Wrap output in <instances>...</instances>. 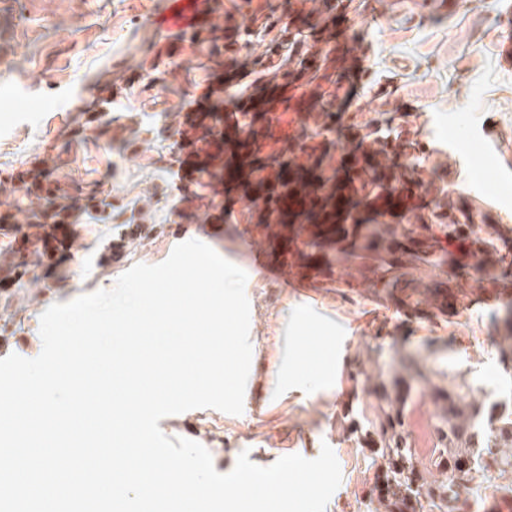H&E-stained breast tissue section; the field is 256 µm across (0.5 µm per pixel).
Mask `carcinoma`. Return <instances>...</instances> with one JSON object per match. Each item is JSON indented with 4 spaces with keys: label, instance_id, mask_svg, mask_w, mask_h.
<instances>
[{
    "label": "carcinoma",
    "instance_id": "obj_1",
    "mask_svg": "<svg viewBox=\"0 0 512 512\" xmlns=\"http://www.w3.org/2000/svg\"><path fill=\"white\" fill-rule=\"evenodd\" d=\"M269 40H261L262 51L252 56L259 80L288 78L301 71L311 56L322 63H336L331 51L319 41L305 38L284 42L289 27L262 18L259 25ZM272 117L267 102L260 101L253 112L242 113L234 121L233 131H209L186 135L206 144L210 151L208 167L199 174L200 184L212 187L219 182L227 164L234 165L238 186L250 202V218L261 225L268 242L283 232L290 234L293 262L308 267L321 256L325 267L341 268L357 261L366 279L375 287L388 288L401 276L448 274L456 281L457 293H464L462 282L496 281L501 252L512 248V238L498 224H483L474 234L469 224L453 217L442 224L443 216L434 215L437 223H428L414 213L415 224L399 219L386 220L391 213L388 194L393 174L378 160L383 150L374 151L377 166L362 162L347 173L348 183H339L336 168L326 164V153L316 139L325 137L329 128L314 119L305 124L293 142L272 148ZM249 137L254 151L239 148V139ZM288 167L296 177L285 182L280 171ZM280 195H312L317 198L313 209L285 211L277 203ZM464 247L469 260L461 263L451 246ZM497 317L504 335L496 342L499 363L512 376V304L501 307ZM427 380L421 368L409 376L373 381L371 394L377 400L378 423L372 432L363 433L371 448V467L375 468L371 502L375 512H462L461 495L483 497L486 474L509 475L505 489L512 492V388L492 401L475 398V382L463 377L448 386L431 385L437 406L436 443L428 464L420 466L405 423V408L413 383Z\"/></svg>",
    "mask_w": 512,
    "mask_h": 512
}]
</instances>
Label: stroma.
<instances>
[{"mask_svg":"<svg viewBox=\"0 0 512 512\" xmlns=\"http://www.w3.org/2000/svg\"><path fill=\"white\" fill-rule=\"evenodd\" d=\"M10 2L0 12V29L11 31L0 47V214L21 225L28 210L45 207L38 193L11 188L17 175L37 171L80 221L70 258L51 271L42 256L19 249L16 232L0 230V271L26 267L22 280L0 290V314L12 321L0 358L40 354V316L50 305L112 289L133 265L161 263L177 244L202 240L248 272L252 362L243 412L193 409L159 426L203 445L220 473L244 451L266 467L290 454L315 459L330 445L342 480L326 512H368L370 450L343 427L347 412L377 417L368 375L389 380L419 363L432 384L464 372L490 399L512 384L498 362L494 319L501 306L494 293L512 289V276L469 283L456 313L426 319L405 307L407 289L369 287L354 263L337 276L317 274L312 290L287 288L248 271L251 248L265 243L245 220L246 200L199 187L180 192L172 150L188 106L207 93L233 111L253 89L245 53L215 61L194 28L156 29L151 18L167 0ZM205 2L216 35L231 20L242 42L261 15L307 35L330 27L336 59L361 57L366 71L346 111L330 121L331 160L354 150L358 134L375 124L380 136L409 142L394 162L418 170L422 204L512 227V57L503 52L512 0ZM158 112L168 113L166 125L156 124ZM102 200L135 202L163 232L114 254L118 231L101 221ZM170 202L180 213L173 224ZM435 410L429 386L416 387L406 420L423 462L430 449L418 435L431 430Z\"/></svg>","mask_w":512,"mask_h":512,"instance_id":"1","label":"stroma"}]
</instances>
